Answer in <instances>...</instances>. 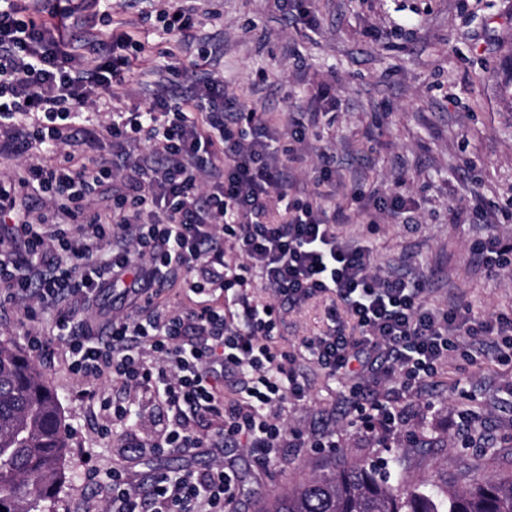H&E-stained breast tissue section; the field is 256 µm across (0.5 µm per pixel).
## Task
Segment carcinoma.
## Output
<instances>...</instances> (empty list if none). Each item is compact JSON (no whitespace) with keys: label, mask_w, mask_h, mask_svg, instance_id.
Wrapping results in <instances>:
<instances>
[{"label":"carcinoma","mask_w":512,"mask_h":512,"mask_svg":"<svg viewBox=\"0 0 512 512\" xmlns=\"http://www.w3.org/2000/svg\"><path fill=\"white\" fill-rule=\"evenodd\" d=\"M69 437L58 396L40 368L0 340V512H54L67 481ZM256 512H512V474L466 487L390 485L373 467L338 460Z\"/></svg>","instance_id":"obj_1"}]
</instances>
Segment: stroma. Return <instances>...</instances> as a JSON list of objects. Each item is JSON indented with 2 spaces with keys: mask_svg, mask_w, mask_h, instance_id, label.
Returning <instances> with one entry per match:
<instances>
[{
  "mask_svg": "<svg viewBox=\"0 0 512 512\" xmlns=\"http://www.w3.org/2000/svg\"><path fill=\"white\" fill-rule=\"evenodd\" d=\"M191 2L201 25L179 57L188 67L199 62V50H209L200 76L222 80L229 94L272 118L279 126L277 149L299 150L291 196L319 202L314 177L330 163L338 183L334 202L352 218L338 233L370 246L380 274L412 268L428 280L430 303L444 308L457 296L478 321L512 314V273L486 274L477 255L488 234H512V97L500 89L502 68L512 57V0ZM164 5L103 0L113 22L129 23L151 49L109 108L146 104L156 85L167 84L164 52L174 38L151 19ZM323 96L334 101V112L296 142L291 113L309 111ZM103 121V114H90L65 151L79 161L148 152L147 143L110 138ZM377 192L409 197L413 223L383 216L370 224L359 217L360 206ZM464 205L491 215L492 223H452L451 208ZM327 304L324 297L311 299L288 311L280 327L279 347L310 379L308 399L288 408L281 447L268 455L224 450L240 486L236 512H253L339 458L376 467L392 484L397 456L415 482L446 478L461 487L512 471V362L499 361L488 348L471 362L453 355L434 384L408 400L409 416L398 433L369 432L353 421L347 382L304 359L305 340L326 327ZM47 339L34 361L63 406L73 474L55 512H103L106 491L85 480L93 466L119 470L144 490L155 473L211 465L210 457L192 453L151 458L131 452L132 441L151 438L171 418L164 405L142 395L117 392L137 418L115 422L111 435H102L91 382L70 371L61 336L51 332ZM463 411L475 414L474 426L462 425ZM322 432L335 447H298V440Z\"/></svg>",
  "mask_w": 512,
  "mask_h": 512,
  "instance_id": "stroma-1",
  "label": "stroma"
}]
</instances>
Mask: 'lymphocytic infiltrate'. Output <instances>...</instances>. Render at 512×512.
Instances as JSON below:
<instances>
[{
	"mask_svg": "<svg viewBox=\"0 0 512 512\" xmlns=\"http://www.w3.org/2000/svg\"><path fill=\"white\" fill-rule=\"evenodd\" d=\"M101 0H0V129L25 145L54 151L83 114L126 83L149 48L134 34L107 37ZM83 12L89 38L70 49L60 28ZM38 113L41 123L18 128ZM255 128L252 138L238 128ZM262 114L239 102L217 79L190 94L161 90L145 107L109 112L106 133L147 142L148 154L119 163H77L73 156L30 161L0 179V308L21 306L30 321L44 310L67 331L72 371L95 382L161 401L173 416L137 453L175 450L216 458L211 469L152 481L143 502L121 472L89 469L105 483L114 512H230L233 477L219 460L230 445L272 452L284 435L289 405L308 398L302 375L275 345L284 313L319 293L334 294L356 321L345 335L329 309L327 331L306 347L328 375L353 380L356 411L391 434L404 424V401L425 388L451 353L479 336L512 359V317L474 325L456 303L431 308L424 282L381 276L368 246L344 242L343 211L290 200L291 167L266 135ZM224 167H216V159ZM123 174L124 192L95 205L99 188ZM43 194L40 212L26 207ZM232 244L241 263L224 259ZM187 269L194 307L170 310L155 300L171 265ZM271 293L256 304L252 284ZM232 294L230 305L212 289ZM134 300L131 313L105 317L100 299Z\"/></svg>",
	"mask_w": 512,
	"mask_h": 512,
	"instance_id": "1",
	"label": "lymphocytic infiltrate"
}]
</instances>
